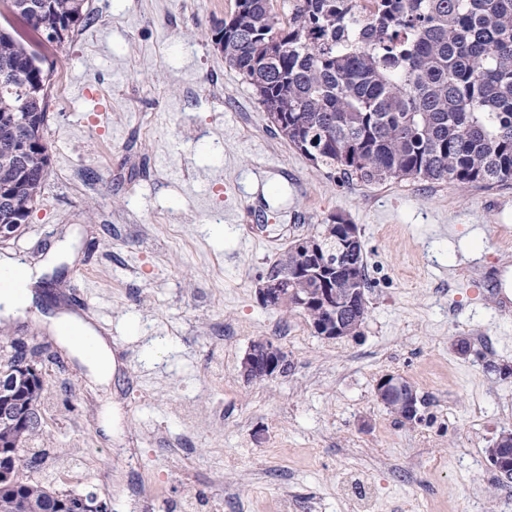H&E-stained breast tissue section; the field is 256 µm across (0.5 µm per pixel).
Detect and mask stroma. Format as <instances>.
<instances>
[{"instance_id": "obj_1", "label": "stroma", "mask_w": 512, "mask_h": 512, "mask_svg": "<svg viewBox=\"0 0 512 512\" xmlns=\"http://www.w3.org/2000/svg\"><path fill=\"white\" fill-rule=\"evenodd\" d=\"M94 20L46 50L50 158L24 233L0 244L53 285V310L106 340L97 378L38 305L0 320V365L43 347L44 430L61 491L112 512H512L488 450L512 429V316L461 272L512 291V180L343 182L280 138L214 44L234 0H90ZM360 232V338L318 336L263 306L261 276L331 216ZM269 338L286 372L245 381ZM470 352L459 355L458 339ZM412 383L422 423L378 403Z\"/></svg>"}]
</instances>
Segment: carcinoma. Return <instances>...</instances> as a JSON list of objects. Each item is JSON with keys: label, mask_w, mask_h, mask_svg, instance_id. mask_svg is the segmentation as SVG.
I'll return each mask as SVG.
<instances>
[{"label": "carcinoma", "mask_w": 512, "mask_h": 512, "mask_svg": "<svg viewBox=\"0 0 512 512\" xmlns=\"http://www.w3.org/2000/svg\"><path fill=\"white\" fill-rule=\"evenodd\" d=\"M0 0V20L23 18L39 39L0 25V219L39 201L31 188L48 174L49 156L11 153L15 133L45 138L50 76L43 48L92 22L88 0ZM371 19L355 24L359 0H235L225 62L256 95L280 136L316 168L365 185L413 178L486 187L512 180V0H367ZM332 217L288 246L272 266L310 265L314 244L342 256L332 282L368 288L363 246L342 252ZM44 379L22 381L16 398L40 405ZM10 451L16 477L0 488V512H58L70 493L24 475L48 458Z\"/></svg>", "instance_id": "cac0c4a2"}]
</instances>
